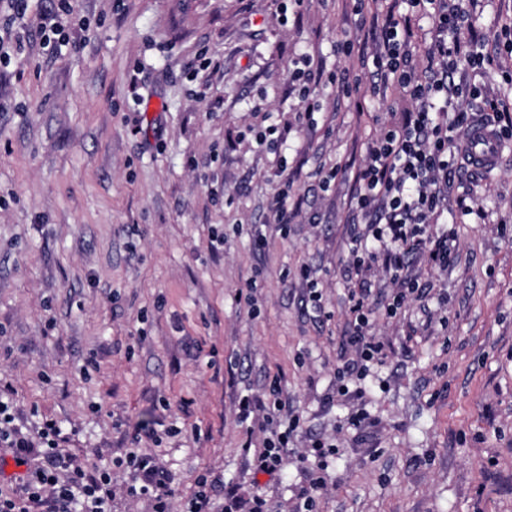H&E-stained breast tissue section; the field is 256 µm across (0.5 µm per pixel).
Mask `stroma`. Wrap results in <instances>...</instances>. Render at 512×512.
Listing matches in <instances>:
<instances>
[{
  "label": "stroma",
  "instance_id": "obj_1",
  "mask_svg": "<svg viewBox=\"0 0 512 512\" xmlns=\"http://www.w3.org/2000/svg\"><path fill=\"white\" fill-rule=\"evenodd\" d=\"M376 7L74 0L54 52L40 26L59 0H29L16 23L25 50L0 63V393L20 436L52 418L67 454L111 465L110 512L153 510L135 448L167 473L173 512L204 474L213 501L235 485L265 512H296L318 478L315 512H512V146L456 181L481 214L458 215L448 269L415 255L432 290L390 318L376 273L384 354L336 392L355 357L354 177L379 128L325 82L303 113L291 75L306 61L368 79L360 14ZM510 22L512 0L470 13L489 52ZM283 125L277 149L258 144ZM281 168L302 200L285 230L271 222ZM275 381L278 422L300 423L282 470L256 479L244 442L269 427L242 426L238 402Z\"/></svg>",
  "mask_w": 512,
  "mask_h": 512
}]
</instances>
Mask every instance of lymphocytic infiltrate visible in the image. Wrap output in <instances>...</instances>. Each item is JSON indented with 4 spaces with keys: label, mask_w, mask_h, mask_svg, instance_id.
I'll use <instances>...</instances> for the list:
<instances>
[{
    "label": "lymphocytic infiltrate",
    "mask_w": 512,
    "mask_h": 512,
    "mask_svg": "<svg viewBox=\"0 0 512 512\" xmlns=\"http://www.w3.org/2000/svg\"><path fill=\"white\" fill-rule=\"evenodd\" d=\"M413 15L428 18L434 35L425 52L412 43L410 27L392 15L369 22L376 50L372 65L376 76L369 89L347 77L330 75L329 83L345 95L368 91L370 98L394 91L378 135L368 146L364 166L356 175L355 207L364 227L352 238L350 266L355 275L381 266L396 284L388 316H395L410 295L427 290L405 272L407 257L424 247L429 269L443 270L454 259L452 231L436 223L448 208L457 172L467 169L457 157L454 143L477 121L490 113L489 126L499 141L512 140V104L477 85L456 81L463 68L479 69L491 62L465 20L460 0H405ZM370 288L358 286L350 294L353 325L348 343L355 362L336 370L339 394L348 391L350 376H365L368 361L383 345L370 334L374 314ZM13 407L0 400V446L8 448L16 464L37 458L16 485L12 495H0V512H110L112 475L109 467L89 470L64 453L67 435L57 422L45 421L38 441L19 437L13 426ZM129 463L142 479L140 491L155 502L154 512H168V478L148 457L130 452Z\"/></svg>",
    "instance_id": "lymphocytic-infiltrate-1"
}]
</instances>
